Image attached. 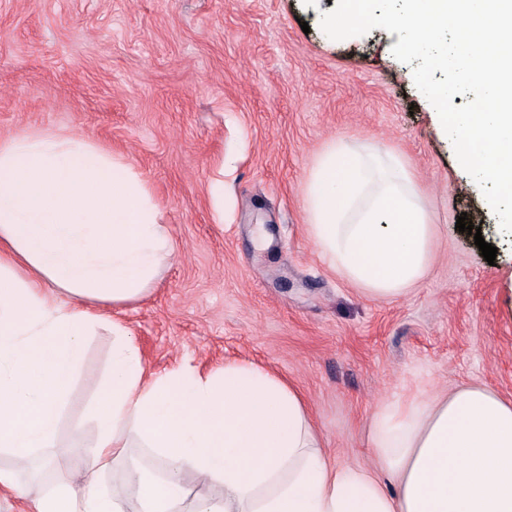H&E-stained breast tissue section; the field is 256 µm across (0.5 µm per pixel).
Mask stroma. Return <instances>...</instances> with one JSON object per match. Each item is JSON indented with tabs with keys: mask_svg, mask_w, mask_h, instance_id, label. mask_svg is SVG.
Masks as SVG:
<instances>
[{
	"mask_svg": "<svg viewBox=\"0 0 512 512\" xmlns=\"http://www.w3.org/2000/svg\"><path fill=\"white\" fill-rule=\"evenodd\" d=\"M333 0H0V139L69 132L148 181L174 255L126 310L163 374L247 359L304 396L331 460L369 461L379 402L481 385L512 399V236L459 165L410 66L383 29L320 28ZM396 153L439 234L404 297L364 295L307 229L305 185L330 140ZM496 247L487 262L456 220ZM112 336L89 340L60 433L107 373Z\"/></svg>",
	"mask_w": 512,
	"mask_h": 512,
	"instance_id": "1",
	"label": "stroma"
}]
</instances>
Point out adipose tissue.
<instances>
[{
  "label": "adipose tissue",
  "instance_id": "ef3b65f1",
  "mask_svg": "<svg viewBox=\"0 0 512 512\" xmlns=\"http://www.w3.org/2000/svg\"><path fill=\"white\" fill-rule=\"evenodd\" d=\"M308 231L365 295L405 296L437 227L396 154L328 142ZM164 213L116 153L72 133L0 141V492L29 512H512V400L483 386L383 401L372 462H330L303 395L245 360L144 364L120 319L174 254ZM112 334L91 439L58 455L88 336Z\"/></svg>",
  "mask_w": 512,
  "mask_h": 512
}]
</instances>
